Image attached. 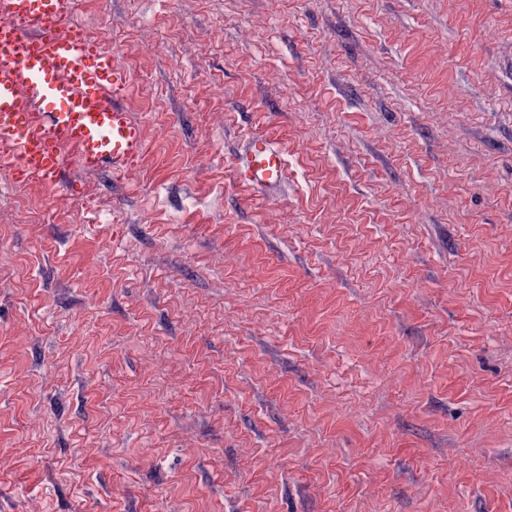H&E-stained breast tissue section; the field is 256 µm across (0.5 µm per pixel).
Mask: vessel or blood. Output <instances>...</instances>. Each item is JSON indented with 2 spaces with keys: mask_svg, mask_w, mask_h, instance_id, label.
<instances>
[{
  "mask_svg": "<svg viewBox=\"0 0 512 512\" xmlns=\"http://www.w3.org/2000/svg\"><path fill=\"white\" fill-rule=\"evenodd\" d=\"M127 73L76 20L72 0H0V171L61 190L70 164L91 173L131 171L144 151L141 126L121 104ZM269 139L247 141L238 171L248 186L287 176Z\"/></svg>",
  "mask_w": 512,
  "mask_h": 512,
  "instance_id": "1",
  "label": "vessel or blood"
}]
</instances>
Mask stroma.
Returning <instances> with one entry per match:
<instances>
[{
  "mask_svg": "<svg viewBox=\"0 0 512 512\" xmlns=\"http://www.w3.org/2000/svg\"><path fill=\"white\" fill-rule=\"evenodd\" d=\"M77 16L145 149L0 177V512H512V0ZM234 165L240 180L251 187H275L284 181L288 171L284 155L264 137L249 138L246 164L240 168L234 160Z\"/></svg>",
  "mask_w": 512,
  "mask_h": 512,
  "instance_id": "obj_1",
  "label": "stroma"
}]
</instances>
